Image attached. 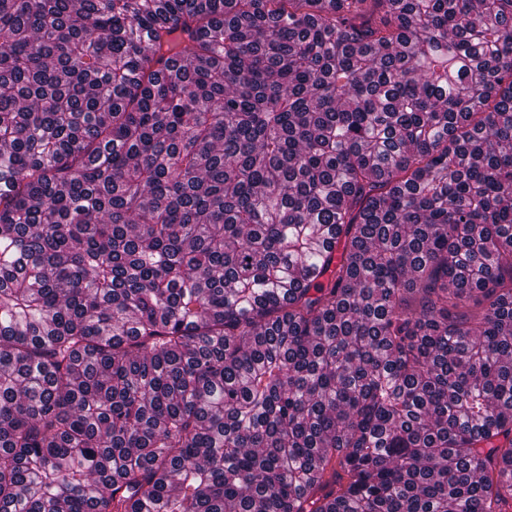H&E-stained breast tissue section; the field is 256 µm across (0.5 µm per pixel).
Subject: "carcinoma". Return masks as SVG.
<instances>
[{"label": "carcinoma", "mask_w": 512, "mask_h": 512, "mask_svg": "<svg viewBox=\"0 0 512 512\" xmlns=\"http://www.w3.org/2000/svg\"><path fill=\"white\" fill-rule=\"evenodd\" d=\"M0 184V512H512V0H0Z\"/></svg>", "instance_id": "1"}]
</instances>
